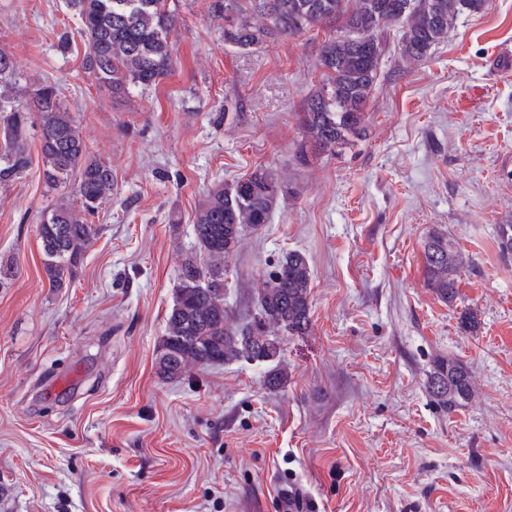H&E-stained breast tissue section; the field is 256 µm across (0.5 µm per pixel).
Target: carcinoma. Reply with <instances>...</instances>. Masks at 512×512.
Here are the masks:
<instances>
[{"label":"carcinoma","mask_w":512,"mask_h":512,"mask_svg":"<svg viewBox=\"0 0 512 512\" xmlns=\"http://www.w3.org/2000/svg\"><path fill=\"white\" fill-rule=\"evenodd\" d=\"M485 0H210L209 10L232 22L224 24V44L251 52L277 38L342 22L340 34L318 50L319 84L308 94L298 123L302 141L296 161L302 166L321 154L334 155L351 136L365 129V108L379 77L385 53L383 28L400 26L401 49L420 60L448 36L459 16L476 12ZM79 15L89 52L83 69L96 81L124 96L129 87L147 89L172 71L169 36L177 18L167 0H69ZM15 62L0 50V136L5 150L0 183L28 165L27 113L13 102ZM38 111L40 153L45 183L64 190L39 228L43 268L51 288L71 283L88 245L98 232L90 218L112 197V167L91 155L76 121L65 111L57 87L45 83L32 91ZM288 193L285 176L259 165L232 183L211 187L194 214L199 250L210 258L201 267L193 257L178 270L175 299L166 318L157 359L159 373L173 379L190 366L213 367L242 360L266 363L265 384L277 389L288 371L282 364V337L302 336L310 325L312 268L306 254L290 250L262 275L255 312L234 324L224 303V263L237 251L242 232L271 222ZM497 247L512 256V224L498 225ZM425 285L445 304L459 295L462 258L448 234L434 229L423 241ZM432 401L452 414L471 400L470 372L448 358L430 372Z\"/></svg>","instance_id":"1"}]
</instances>
